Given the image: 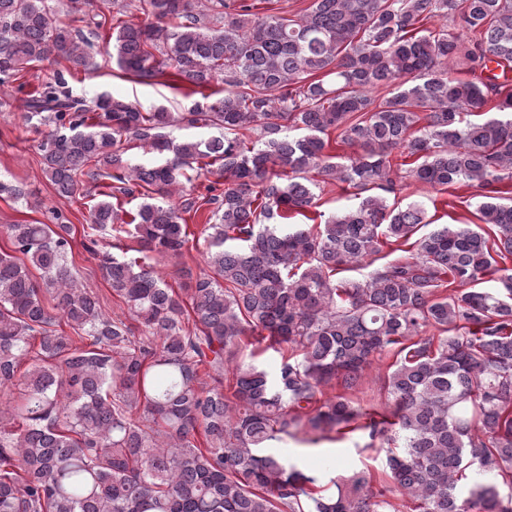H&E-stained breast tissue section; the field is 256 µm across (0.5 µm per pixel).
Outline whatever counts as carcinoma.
Returning <instances> with one entry per match:
<instances>
[{"label":"carcinoma","mask_w":512,"mask_h":512,"mask_svg":"<svg viewBox=\"0 0 512 512\" xmlns=\"http://www.w3.org/2000/svg\"><path fill=\"white\" fill-rule=\"evenodd\" d=\"M67 7L64 23L50 0H0V87L35 63L60 65L24 100V119L51 124L38 149L58 194L80 193L84 175L116 182L90 206L81 245L124 316L78 282L65 218L5 225L0 512H383L366 473L330 479L326 495L266 452L301 426L361 431L370 447L402 439L386 464L415 512H512V203L499 188L512 181V85L486 75L490 63L512 68V0H312L296 19L259 14L253 0ZM132 10L151 21L125 20ZM106 28L125 73L202 89L220 79L224 96L174 115L73 95L72 72L98 68L90 37ZM184 122L222 135L176 143L167 128ZM252 125L256 147L239 136ZM332 128L356 155L326 153ZM125 140L164 160L128 163ZM396 149L411 159L397 169ZM194 167L215 177L197 196L181 182ZM401 171L478 189L488 229L441 224L411 256L334 279L430 225L423 204H388ZM333 182L355 189L347 208L288 223ZM139 187L155 201L119 224L112 200ZM203 203L214 206L211 273L178 291L153 266L98 251L111 227L142 252L179 257L183 215ZM487 276L494 286L478 287ZM254 336L295 355L272 375L234 363ZM391 351L389 413L365 419L342 393L321 399ZM470 468L497 473L509 493H460Z\"/></svg>","instance_id":"carcinoma-1"}]
</instances>
